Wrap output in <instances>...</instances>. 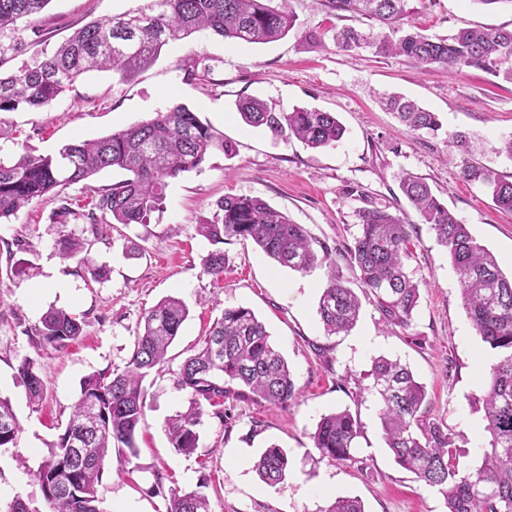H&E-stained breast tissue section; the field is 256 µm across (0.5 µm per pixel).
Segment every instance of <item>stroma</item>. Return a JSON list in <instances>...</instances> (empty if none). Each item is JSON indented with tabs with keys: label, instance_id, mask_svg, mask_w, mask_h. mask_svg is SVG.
I'll return each mask as SVG.
<instances>
[{
	"label": "stroma",
	"instance_id": "stroma-1",
	"mask_svg": "<svg viewBox=\"0 0 512 512\" xmlns=\"http://www.w3.org/2000/svg\"><path fill=\"white\" fill-rule=\"evenodd\" d=\"M143 0H50L38 24L18 23L0 33L6 61L0 72L32 64L84 24L141 7ZM413 26L432 36L460 28H512V6H481L475 0H411ZM297 16L288 35L269 44L233 45L210 32L191 35L122 81L108 71L82 75L74 87L39 112L6 114L14 137L0 139V156L24 152L53 155L64 145L95 140L184 104L197 111L237 153L216 152L200 169L171 182L165 206L149 223L93 234L87 220L62 221L58 199L33 201L0 223V399L8 401L23 431L17 447L0 448V504L20 499L29 512H48L35 473L61 423L66 422L83 379L122 371L133 351L144 312L160 299L179 298L189 309L162 371L144 383L145 409L136 436L138 455L119 466L109 461L99 488L104 512L136 504L139 512H166L175 490L204 494L210 512H328L336 498L359 499L365 512H447L436 489L397 465L383 439L379 405L366 373L373 358L400 360L426 387L431 418L447 426L462 467L481 465L488 441L482 398L497 354L474 330L460 299L459 277L445 249L403 197L407 173L422 177L437 198L512 274V212L494 206L478 184L465 181L448 158V142L464 135L473 157L512 176V158L500 153L512 138V83L478 69L451 74L422 70L401 56L380 58L365 49L340 51L329 32L337 20L327 0H292ZM322 32L315 48L301 44L307 30ZM208 65L209 79L193 76ZM398 94L436 112V134L414 135L382 100ZM259 98L275 109L318 108L336 113L346 132L335 146L312 149L247 126L236 104ZM227 196H251L302 225L314 250L328 249L346 267V245L358 234L357 212L366 205L403 211L418 226L406 267L419 285L420 303L408 327L387 325L364 300L356 326L326 335L317 314L327 266L298 272L278 267L252 242L226 244L221 277L203 270L210 243L198 224L211 219ZM90 240L86 260L64 257L62 235ZM143 255H124L128 241ZM107 266L102 281L89 266ZM50 280L65 291L29 293ZM243 306L265 324L286 357L300 393L288 406L226 398L223 417L208 416L196 451L172 448L165 422L185 411L189 395L175 374L224 309ZM83 321V334L62 348L40 346L35 327L49 308ZM33 358L45 385L31 406L18 368ZM347 409L361 435L351 462L322 458L311 438L320 418ZM284 448L290 474L276 486L253 469L262 449Z\"/></svg>",
	"mask_w": 512,
	"mask_h": 512
}]
</instances>
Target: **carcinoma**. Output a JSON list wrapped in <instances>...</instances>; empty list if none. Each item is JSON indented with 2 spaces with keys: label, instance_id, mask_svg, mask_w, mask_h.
Listing matches in <instances>:
<instances>
[{
  "label": "carcinoma",
  "instance_id": "carcinoma-1",
  "mask_svg": "<svg viewBox=\"0 0 512 512\" xmlns=\"http://www.w3.org/2000/svg\"><path fill=\"white\" fill-rule=\"evenodd\" d=\"M50 0H0V30L20 20L36 22ZM273 0H145L133 12L95 20L76 30L53 52L35 63L0 76L2 115L40 110L64 94L82 74L110 70L120 80L154 63L162 52L191 34L208 30L240 44H267L288 34L295 15ZM410 0H328L333 15L358 14L381 31L364 34L333 27L336 47L350 55L368 48L376 56L402 55L420 68L440 65L450 73L478 68L512 82V29L470 28L443 37L404 29L412 15ZM386 105L414 135L434 133L438 115L412 101L390 97ZM242 121L273 136L298 139L317 149L334 145L344 128L332 112L295 108L275 112L262 100L246 98L237 105ZM230 157L233 145L203 122L197 112L178 104L142 123L93 141L63 146L56 155L23 154L0 159V221H8L32 201L89 180L106 168L124 178L96 191L90 209L78 212L61 198L63 216L84 217L91 224H145L163 208L170 181L199 169L216 152ZM461 176L479 183L497 207L512 211V180L470 158L461 159ZM400 190L445 248L459 276L462 305L483 342L498 351L491 383L483 397L488 450L476 469H463L453 456L448 427L423 410L425 386L407 366L384 356L372 360L370 391L379 396L383 437L394 461L422 484L437 489L448 512H512V276L500 269L495 256L471 235L434 195L423 179L406 174ZM360 230L346 247L348 265L375 301L389 325L406 327L418 306L419 286L405 270L408 245L416 225L405 216L375 206L358 211ZM198 233L216 249L203 259L207 274L224 273L225 255L219 245L250 239L276 264L306 271L318 257L300 224L256 197L226 196L212 219ZM65 257L86 251L80 238L61 239ZM328 282L319 297L317 314L327 335L350 331L362 302L336 262L329 258ZM189 315L174 297L158 301L142 316L134 349L123 371L107 379L92 375L80 394L63 431L49 445L36 471L49 512H103L99 486L105 463L114 451L126 463L138 454L135 436L143 417V382L167 362L168 349ZM82 324L68 312L50 308L35 327L43 346L64 347L82 336ZM18 376L29 402L39 404L44 385L35 362L24 359ZM177 385L189 393L187 409L166 421L170 443L183 455L198 448L200 427L209 408L233 396L284 406L299 393L287 360L272 345L270 334L255 313L243 306L224 309L214 320L203 344L180 365ZM22 426L8 403L0 400V448L17 447ZM360 426L345 409L321 417L312 439L320 455L352 461ZM261 481L276 485L289 474L284 449L270 446L254 464ZM167 512H209L202 493L172 494ZM328 512H364L357 498L338 497Z\"/></svg>",
  "mask_w": 512,
  "mask_h": 512
}]
</instances>
